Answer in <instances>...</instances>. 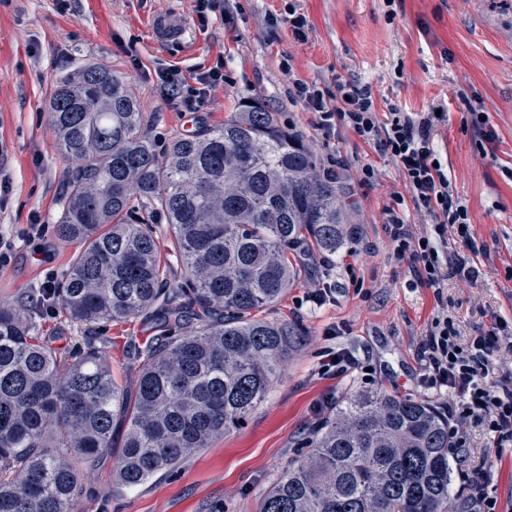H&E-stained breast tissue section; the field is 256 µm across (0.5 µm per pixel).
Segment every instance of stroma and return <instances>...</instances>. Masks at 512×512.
Segmentation results:
<instances>
[{"mask_svg": "<svg viewBox=\"0 0 512 512\" xmlns=\"http://www.w3.org/2000/svg\"><path fill=\"white\" fill-rule=\"evenodd\" d=\"M289 4L308 20L304 39L287 25L268 23ZM194 6V0H0V236L13 245L11 262L0 267V302L29 303L32 289L58 282L72 263L75 245L56 234L70 163L48 115L60 80L89 63L125 79L161 150L176 135L223 125L246 101L264 100L319 163L341 161L355 234L334 255L305 257L299 281L268 311V318L302 328L304 341L245 425L134 489L118 487L119 451L105 450L83 479L77 512H260L263 493L331 402L370 390L447 402L446 393L422 383L417 359L438 299L447 300L461 343L497 320L512 327V0H226L223 15L205 28ZM162 14L183 23L179 39L155 33ZM219 58L223 88L203 111H176L157 70L189 79ZM297 79L335 97L345 87H370L380 113L447 108L436 143L469 211L471 234L487 251L472 253L453 233L448 248L478 267L476 281L449 279L439 298L416 286L409 260L393 253L385 211L404 198L405 220L417 233L431 216L407 201L397 165L353 130L340 127L323 139L315 114L288 101ZM477 111L484 115L479 124ZM364 165L374 170L366 185L357 177ZM320 289L326 295L317 303L312 295ZM39 321L59 351L83 336L52 304L43 306ZM161 332L149 315L100 330L125 392L133 390L141 353ZM339 351L356 365L323 373L322 360ZM471 458L487 459V490L498 512H512V455L495 457L492 439L477 429Z\"/></svg>", "mask_w": 512, "mask_h": 512, "instance_id": "stroma-1", "label": "stroma"}]
</instances>
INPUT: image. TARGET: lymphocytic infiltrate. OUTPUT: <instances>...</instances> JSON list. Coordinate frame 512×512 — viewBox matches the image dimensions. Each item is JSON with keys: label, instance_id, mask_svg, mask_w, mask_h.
<instances>
[{"label": "lymphocytic infiltrate", "instance_id": "lymphocytic-infiltrate-1", "mask_svg": "<svg viewBox=\"0 0 512 512\" xmlns=\"http://www.w3.org/2000/svg\"><path fill=\"white\" fill-rule=\"evenodd\" d=\"M158 78L170 104L181 112L200 111L210 91L224 83V62L199 72L187 82L176 71L160 72ZM303 106L319 117V129L334 134L344 124L375 149L391 157L401 170L412 201L429 212L434 222L423 234H414L403 214L388 209L387 227L394 253L409 259L416 282L441 290L448 278L471 282L477 267L448 252V231L456 229L468 249L476 242L469 230L467 208L455 198L448 173L438 163L435 132L442 118L435 111L404 112L391 109L378 115L370 89L354 88L343 96L342 106L331 105L323 90L303 81L294 84ZM458 333L447 311L438 312L420 341L418 361L424 379L432 388L448 389L449 437L453 451L469 442L470 425L484 427L493 438L496 454L512 449V371L501 374L492 365L494 350L512 348V332L497 325L469 345L457 341Z\"/></svg>", "mask_w": 512, "mask_h": 512}]
</instances>
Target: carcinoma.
<instances>
[{"label": "carcinoma", "mask_w": 512, "mask_h": 512, "mask_svg": "<svg viewBox=\"0 0 512 512\" xmlns=\"http://www.w3.org/2000/svg\"><path fill=\"white\" fill-rule=\"evenodd\" d=\"M60 153L75 163L57 234L78 245L49 301L92 329L155 314L129 400L97 337L68 356L40 336L31 306L0 303V512H76L84 468L124 426L116 480L172 472L241 426L302 344L263 312L300 278L289 255H333L352 240L340 178L259 102L164 154L127 83L89 64L50 103ZM183 277L165 275L154 214ZM262 497L260 512H459L448 414L366 391L329 407Z\"/></svg>", "instance_id": "cac0c4a2"}]
</instances>
